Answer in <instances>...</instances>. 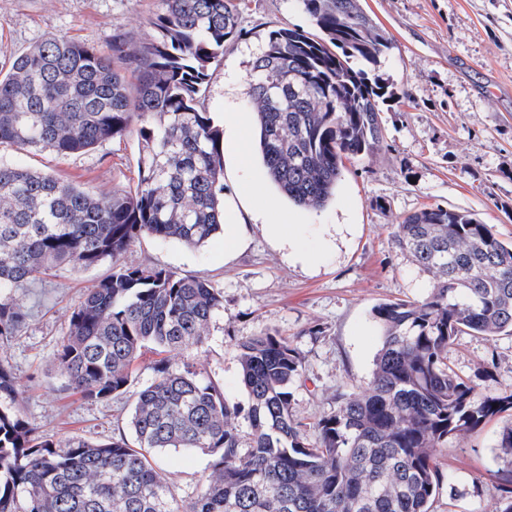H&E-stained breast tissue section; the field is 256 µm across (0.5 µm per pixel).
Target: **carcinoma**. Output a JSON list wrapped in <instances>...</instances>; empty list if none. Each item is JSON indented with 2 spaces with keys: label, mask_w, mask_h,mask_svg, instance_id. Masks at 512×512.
<instances>
[{
  "label": "carcinoma",
  "mask_w": 512,
  "mask_h": 512,
  "mask_svg": "<svg viewBox=\"0 0 512 512\" xmlns=\"http://www.w3.org/2000/svg\"><path fill=\"white\" fill-rule=\"evenodd\" d=\"M157 38L108 55L48 37L0 75V147L87 153L136 126L137 183L93 196L0 157V512H430L437 453L501 417L497 476L512 512V390L448 365L456 336L512 335V244L468 211L425 207L393 224L392 243L434 280L421 300L374 308L382 344L367 387L336 392L315 423L294 418L299 352L276 333L237 343L243 409L194 364L157 361L138 393L133 439L38 436L4 363L28 314L14 291L66 267L109 259L112 273L73 309L55 360L88 401L125 392L145 348L188 353L223 295L203 276L121 262L142 236L200 249L224 230V138L198 109L211 64L241 35L238 0H160ZM310 29L270 30L248 94L266 174L289 203L334 199L344 160L386 141L379 102L397 97L376 70L390 38L363 0H298ZM247 430H242V427ZM200 451L211 472L175 499L154 456Z\"/></svg>",
  "instance_id": "obj_1"
}]
</instances>
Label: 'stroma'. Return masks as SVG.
<instances>
[{
	"label": "stroma",
	"instance_id": "stroma-1",
	"mask_svg": "<svg viewBox=\"0 0 512 512\" xmlns=\"http://www.w3.org/2000/svg\"><path fill=\"white\" fill-rule=\"evenodd\" d=\"M159 0H0V68L12 55L52 36L73 38L111 52L120 40L132 52L155 39L150 21ZM392 46L383 78L406 99L381 105L386 145L346 161L335 200L319 209L294 206L271 183L264 196L287 211L302 257L248 225L243 240L225 253L223 237L190 250L150 237L135 240L121 260L211 279L224 307L191 360L247 406L237 344L265 332L288 340L301 356L293 414L311 423L336 405L337 391L366 387L380 349L372 310L396 299L419 300L432 280L391 242L396 216L427 206L465 210L512 242V0H366ZM296 0H245L241 37L225 42L201 92L213 119L250 112L251 63L268 30L308 27ZM17 163L80 185L93 194L136 186L138 139L127 131L92 151L60 157L6 148ZM67 268L15 296L29 313L26 327L6 350L23 414L36 433L55 440L108 441L126 433L138 392L151 379L156 353L138 360L126 391L87 401L64 391L55 353L71 313L85 292L110 273ZM449 365L463 377L483 369V395L512 390V336L463 334L448 349ZM500 421L455 441L441 458L433 512H494L502 497L495 473ZM209 456L169 452L157 459L173 496L194 499L209 473Z\"/></svg>",
	"mask_w": 512,
	"mask_h": 512
}]
</instances>
